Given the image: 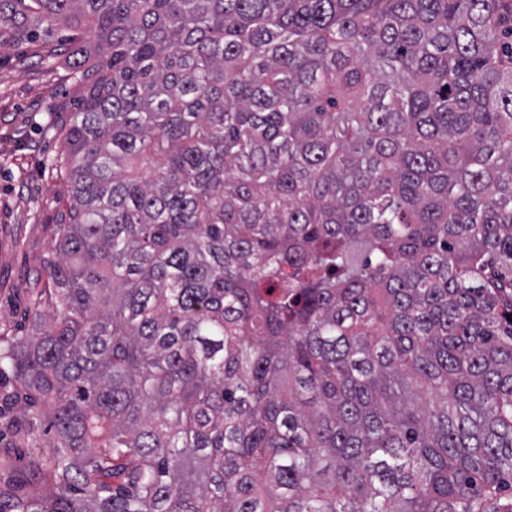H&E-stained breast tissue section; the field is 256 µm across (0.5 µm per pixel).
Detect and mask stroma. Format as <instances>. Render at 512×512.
<instances>
[{"instance_id":"stroma-1","label":"stroma","mask_w":512,"mask_h":512,"mask_svg":"<svg viewBox=\"0 0 512 512\" xmlns=\"http://www.w3.org/2000/svg\"><path fill=\"white\" fill-rule=\"evenodd\" d=\"M42 40L0 46V338L28 325L58 214L66 204L56 171L65 154L66 121L79 94L60 61L32 65ZM29 58V66L18 63ZM16 377L0 368V488L19 495L52 493L29 467L15 430L27 407L13 399Z\"/></svg>"}]
</instances>
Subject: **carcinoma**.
I'll use <instances>...</instances> for the list:
<instances>
[{
    "label": "carcinoma",
    "instance_id": "1",
    "mask_svg": "<svg viewBox=\"0 0 512 512\" xmlns=\"http://www.w3.org/2000/svg\"><path fill=\"white\" fill-rule=\"evenodd\" d=\"M506 4L0 0L81 92L0 512H512Z\"/></svg>",
    "mask_w": 512,
    "mask_h": 512
}]
</instances>
